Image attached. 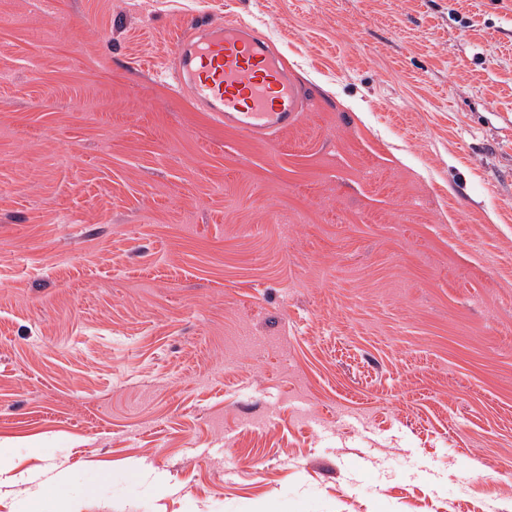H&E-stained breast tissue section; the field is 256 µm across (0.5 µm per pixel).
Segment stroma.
<instances>
[{
  "mask_svg": "<svg viewBox=\"0 0 512 512\" xmlns=\"http://www.w3.org/2000/svg\"><path fill=\"white\" fill-rule=\"evenodd\" d=\"M261 28L272 138L169 81ZM0 512H512V0H0Z\"/></svg>",
  "mask_w": 512,
  "mask_h": 512,
  "instance_id": "1",
  "label": "stroma"
}]
</instances>
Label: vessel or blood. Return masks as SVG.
Returning a JSON list of instances; mask_svg holds the SVG:
<instances>
[{
	"mask_svg": "<svg viewBox=\"0 0 512 512\" xmlns=\"http://www.w3.org/2000/svg\"><path fill=\"white\" fill-rule=\"evenodd\" d=\"M176 56L174 80L195 107L245 135H274L304 109L287 62L256 28L227 23L207 34H181Z\"/></svg>",
	"mask_w": 512,
	"mask_h": 512,
	"instance_id": "vessel-or-blood-1",
	"label": "vessel or blood"
}]
</instances>
